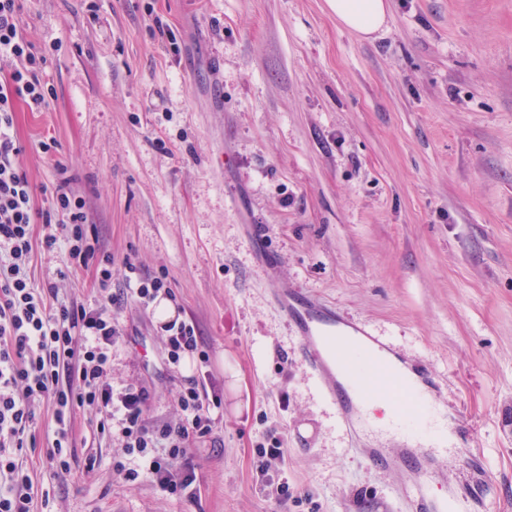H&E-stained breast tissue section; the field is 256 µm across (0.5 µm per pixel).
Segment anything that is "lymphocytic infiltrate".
<instances>
[{
    "label": "lymphocytic infiltrate",
    "mask_w": 512,
    "mask_h": 512,
    "mask_svg": "<svg viewBox=\"0 0 512 512\" xmlns=\"http://www.w3.org/2000/svg\"><path fill=\"white\" fill-rule=\"evenodd\" d=\"M23 0H0V512H30L29 476L21 459L36 445L37 409L54 406L53 468L69 466L73 439L72 413L95 407L102 415L101 431L113 432L127 457L139 458L141 467L115 461L113 468L128 485L151 479L164 491L185 494L194 481L188 457L191 441L208 437L216 425L214 409L219 395L209 394L197 380H186L175 392L181 410L179 422L148 424L147 389L113 400L107 381L112 348L122 327L108 304L86 309L60 304L49 306L54 283L35 286L27 273L34 247L51 254L63 252L56 271L67 277L74 269L95 266L100 285L112 278V257L98 251L88 234L85 202L60 179L48 207L34 204V191L19 164L24 147L14 134L17 103L30 111H47L50 91L39 79L53 49L39 48L23 34L19 18ZM44 225L41 240H34V225ZM169 363H179L199 350L197 328L184 319L162 322Z\"/></svg>",
    "instance_id": "1"
}]
</instances>
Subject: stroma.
<instances>
[{
	"label": "stroma",
	"instance_id": "stroma-1",
	"mask_svg": "<svg viewBox=\"0 0 512 512\" xmlns=\"http://www.w3.org/2000/svg\"><path fill=\"white\" fill-rule=\"evenodd\" d=\"M21 25L59 47L40 75L48 111L16 105L35 203L67 177L114 258L103 288L91 266L57 278L62 255L37 248L34 284L55 282L54 305L117 296L108 380L149 390V423L178 421L189 376L223 402L190 449L191 499L127 485L93 407L52 469L41 403L31 512H512V0H389L368 39L325 0H27ZM132 272L163 279L207 362L167 365ZM286 296L386 343L457 445H369L302 355Z\"/></svg>",
	"mask_w": 512,
	"mask_h": 512
}]
</instances>
